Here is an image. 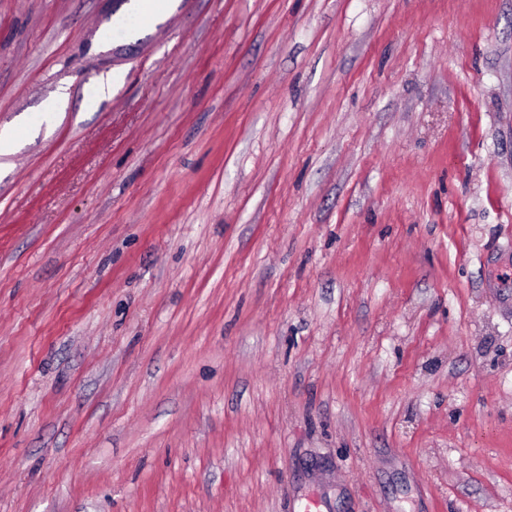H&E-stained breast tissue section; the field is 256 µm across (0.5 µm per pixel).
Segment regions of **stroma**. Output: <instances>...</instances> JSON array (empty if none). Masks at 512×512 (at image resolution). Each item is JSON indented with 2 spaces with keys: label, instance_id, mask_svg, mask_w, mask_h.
<instances>
[{
  "label": "stroma",
  "instance_id": "obj_1",
  "mask_svg": "<svg viewBox=\"0 0 512 512\" xmlns=\"http://www.w3.org/2000/svg\"><path fill=\"white\" fill-rule=\"evenodd\" d=\"M166 3L0 0V512H512V0Z\"/></svg>",
  "mask_w": 512,
  "mask_h": 512
}]
</instances>
